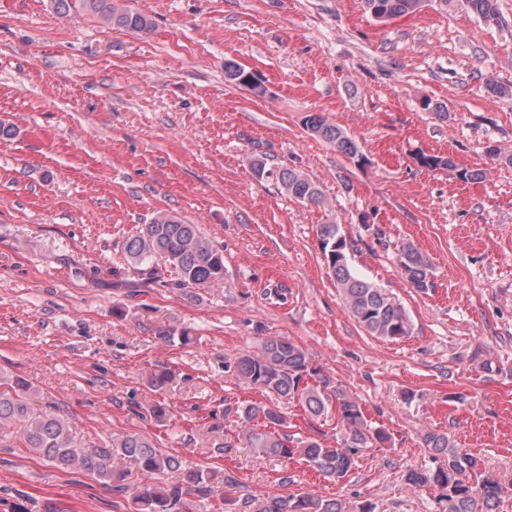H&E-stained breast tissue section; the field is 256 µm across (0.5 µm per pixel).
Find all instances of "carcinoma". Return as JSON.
<instances>
[{"label":"carcinoma","instance_id":"carcinoma-1","mask_svg":"<svg viewBox=\"0 0 512 512\" xmlns=\"http://www.w3.org/2000/svg\"><path fill=\"white\" fill-rule=\"evenodd\" d=\"M485 23L501 19L498 0H461ZM426 0H364L365 9L378 21L411 14ZM82 9L93 12L108 25L132 32H147L152 19L119 4V0H80ZM246 71L232 60L224 62V77L235 85L263 92L259 83H249ZM310 134L330 144L350 159L363 162L366 156L342 129L320 114L305 117ZM420 166L429 169L455 167L453 160L440 155L420 154ZM253 175L279 183L291 198L310 206L325 203L317 183L307 174L289 167H267L266 162H251ZM323 254L337 245L339 254L327 261L344 306L369 335L396 341L410 335L412 323L404 306L389 297L372 281L357 273L347 256V239L341 226L320 225ZM125 252L136 273L150 280L164 278L163 267H171L179 284L190 289H213L224 285V254L195 224H185L159 212L127 239ZM400 263L412 285L419 291L432 287L431 263L414 245L399 249ZM235 378L249 388L269 391L279 397H296L306 409L320 416L333 408L340 427L336 447L327 448L316 440L301 439L284 432L285 417L275 405L246 403L227 407L224 414H236L238 433L218 452L228 458L238 449L249 448L257 456L288 461L300 457L319 475L333 481L347 476L365 448L387 441L386 434L371 427L359 402L332 377L311 366L306 351L285 338L267 339L259 352L241 355L227 365ZM18 439L23 447L61 469L89 474L121 492L127 477L126 467L152 480L133 500V512H194L195 501L216 496L225 512H374L369 502L352 503L324 498L310 492L250 494L237 496L241 482L233 472L186 465L181 457L157 448L147 436L129 433L111 442L73 445L68 421L42 401L40 393L26 379H0V435ZM436 467L411 470L406 481L414 487L440 490L441 512H496L502 497L499 481L479 464L477 457L457 446L451 434L429 430L423 438Z\"/></svg>","mask_w":512,"mask_h":512}]
</instances>
